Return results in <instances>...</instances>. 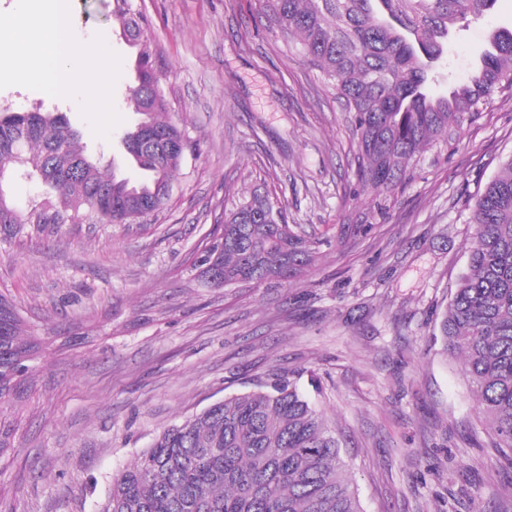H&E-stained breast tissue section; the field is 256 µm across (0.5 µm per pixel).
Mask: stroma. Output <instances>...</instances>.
<instances>
[{
	"label": "stroma",
	"instance_id": "35a3bbf8",
	"mask_svg": "<svg viewBox=\"0 0 512 512\" xmlns=\"http://www.w3.org/2000/svg\"><path fill=\"white\" fill-rule=\"evenodd\" d=\"M81 40L122 55V125L95 138L75 102L23 87L0 107L66 113L90 154L135 172L121 139L140 120L125 88L135 51L112 0H71ZM150 20L169 117L190 145L164 207L133 224H58L0 240V292L46 343L16 395L0 453V512H99L113 476L156 434L274 374L294 379L341 442L364 512H512V466L494 448L439 324L467 266L478 193L512 158V98L428 150L406 182L357 195L358 142L336 88L267 22L260 0H135ZM512 23V0L451 39L448 79ZM318 239L287 283L214 288L193 268L254 190ZM359 222L345 226L347 214Z\"/></svg>",
	"mask_w": 512,
	"mask_h": 512
}]
</instances>
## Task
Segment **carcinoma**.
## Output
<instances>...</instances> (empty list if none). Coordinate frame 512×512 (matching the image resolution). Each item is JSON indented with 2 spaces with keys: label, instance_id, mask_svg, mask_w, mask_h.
<instances>
[{
  "label": "carcinoma",
  "instance_id": "obj_1",
  "mask_svg": "<svg viewBox=\"0 0 512 512\" xmlns=\"http://www.w3.org/2000/svg\"><path fill=\"white\" fill-rule=\"evenodd\" d=\"M266 17L297 38L333 83L359 144L360 191L403 184L429 147L499 97H512V27L493 31L469 83L433 92L448 36L497 0H261ZM112 23L136 49L127 100L141 115L122 138L135 181L104 171L62 113L0 108V238L21 241L49 224H130L159 210L188 149L168 118L151 26L133 0H113ZM16 166L36 179L40 199L19 214L4 182ZM467 270L443 313L446 351L463 375L493 443L512 451V159L476 198ZM316 242L288 224L279 202L255 191L225 216L223 231L194 266L218 259L214 286L287 281L311 264ZM41 340L26 334L0 294V377L22 368ZM101 512H363L322 414L288 376L216 402L155 436L117 474Z\"/></svg>",
  "mask_w": 512,
  "mask_h": 512
}]
</instances>
